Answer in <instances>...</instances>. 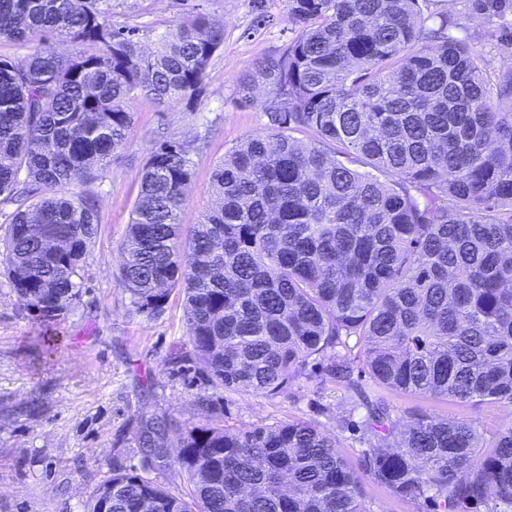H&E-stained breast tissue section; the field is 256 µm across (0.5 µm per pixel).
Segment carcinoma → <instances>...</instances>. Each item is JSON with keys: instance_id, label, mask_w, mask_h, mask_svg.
<instances>
[{"instance_id": "obj_1", "label": "carcinoma", "mask_w": 512, "mask_h": 512, "mask_svg": "<svg viewBox=\"0 0 512 512\" xmlns=\"http://www.w3.org/2000/svg\"><path fill=\"white\" fill-rule=\"evenodd\" d=\"M284 2L298 34L238 86L246 102L265 89L267 131L224 156L215 202L188 230L195 147L153 148L123 243L125 291L154 316L182 289L194 355L226 389L284 395L311 365L343 383L366 412L359 469L395 497L512 512V425L487 440L466 420L402 423L368 386L512 406V68L489 77L447 20L425 27L418 0ZM472 8L512 16V0ZM1 35L31 47L21 64L0 59V205L36 199L12 213L4 263L49 326L81 296L98 227L96 196L60 188L103 177L133 101L199 97L224 26L199 14L149 50L99 0H0ZM171 432L187 494L118 467L86 512L106 500L111 512H369L336 438L309 421L160 416L135 439L143 449Z\"/></svg>"}]
</instances>
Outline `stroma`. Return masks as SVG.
<instances>
[{
  "instance_id": "1",
  "label": "stroma",
  "mask_w": 512,
  "mask_h": 512,
  "mask_svg": "<svg viewBox=\"0 0 512 512\" xmlns=\"http://www.w3.org/2000/svg\"><path fill=\"white\" fill-rule=\"evenodd\" d=\"M107 19L135 27L144 43L158 32L205 13L224 26V45L212 60L205 89L194 105L132 103L134 123L97 194L98 230L80 272L82 294L58 325L53 348L41 346V328L18 302L0 263V512H84L89 494L113 465L134 467L172 493H186L179 470L147 462L134 437L141 420L167 415L179 424L249 427L304 419L336 437L338 451L357 463L365 448L362 412L338 425L350 395L331 380H300L288 396L245 394L215 386L208 371L189 359L181 290L162 313H137L119 278L121 246L138 194V178L154 145L152 130L195 145L194 177L180 213L197 224L214 201L212 174L224 156L265 131L261 101L241 103L238 80L269 55L282 53L296 35L282 0H103ZM423 15L447 11L464 28L490 73L512 68V48L496 23L471 9L469 0H422ZM184 362L173 363L174 354ZM393 418L413 411L476 421L484 437L512 421V407H478L392 394Z\"/></svg>"
}]
</instances>
